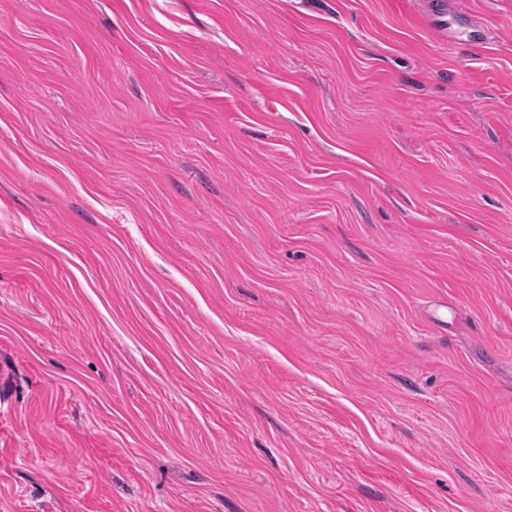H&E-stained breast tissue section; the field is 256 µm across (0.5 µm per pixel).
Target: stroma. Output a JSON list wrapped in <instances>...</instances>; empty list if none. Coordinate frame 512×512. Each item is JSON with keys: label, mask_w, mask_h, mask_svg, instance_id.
<instances>
[{"label": "stroma", "mask_w": 512, "mask_h": 512, "mask_svg": "<svg viewBox=\"0 0 512 512\" xmlns=\"http://www.w3.org/2000/svg\"><path fill=\"white\" fill-rule=\"evenodd\" d=\"M0 0V512H512V0ZM428 10L423 13L426 26L441 39L453 42L456 36L450 35L452 28L448 27V3L445 0H430Z\"/></svg>", "instance_id": "1"}]
</instances>
